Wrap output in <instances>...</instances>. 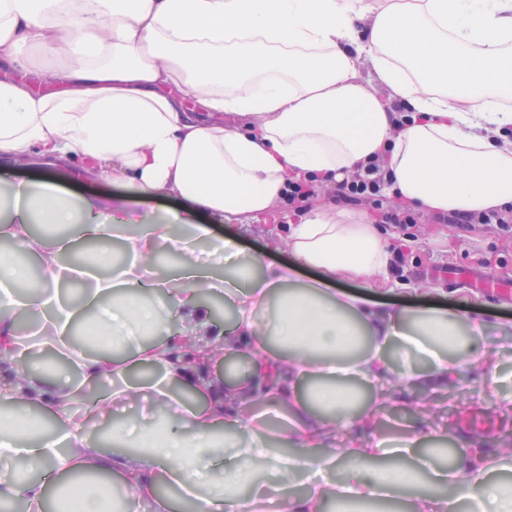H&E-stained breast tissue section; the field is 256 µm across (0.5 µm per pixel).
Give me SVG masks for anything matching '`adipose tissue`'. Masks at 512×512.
I'll list each match as a JSON object with an SVG mask.
<instances>
[{
  "mask_svg": "<svg viewBox=\"0 0 512 512\" xmlns=\"http://www.w3.org/2000/svg\"><path fill=\"white\" fill-rule=\"evenodd\" d=\"M364 59L389 101L363 83ZM15 69L55 93L31 91ZM510 101L512 0H0V163L64 164L190 204L155 219L120 197H70L50 176L0 190V240L13 245L0 251V344L16 343L27 313L38 351L68 366L24 377L0 358V508L58 512L74 491L78 512H106L115 480L119 512L145 501L154 512H512V464L462 447L441 457L450 430L430 407L397 448L378 435L376 411L402 391L453 385L467 369L494 385L499 362L475 308L411 312L366 296L391 285L377 224L333 204L299 211L283 226L289 263L214 241L228 276L193 247L212 241V223L287 206L289 181L333 183L379 153L388 193L423 212L512 206ZM395 104L413 116L405 126ZM115 236L126 261L99 273L93 245ZM80 242L95 275L75 306L59 286ZM163 248L181 261L161 281L151 269ZM21 251L44 279L29 293ZM306 268L316 277L301 280ZM345 279L364 292L339 290ZM205 292L231 307L230 326H215ZM177 313L205 333L200 347L168 332ZM87 325L108 343L92 356L72 345ZM227 356L233 381L207 377ZM78 401L118 419L92 434L70 412ZM162 478L173 495H158Z\"/></svg>",
  "mask_w": 512,
  "mask_h": 512,
  "instance_id": "1",
  "label": "adipose tissue"
}]
</instances>
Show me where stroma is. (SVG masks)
<instances>
[{
	"label": "stroma",
	"mask_w": 512,
	"mask_h": 512,
	"mask_svg": "<svg viewBox=\"0 0 512 512\" xmlns=\"http://www.w3.org/2000/svg\"><path fill=\"white\" fill-rule=\"evenodd\" d=\"M57 183L74 196L89 192L103 197L127 195L129 204L139 212L161 214L186 208V200L167 196H139L128 193L126 187L109 181L89 182L78 179L67 168L54 172ZM216 234L232 232L228 225H215ZM390 247L402 249L406 256L403 270H390L391 281L400 285L399 292L390 294L375 288L373 299L398 307L409 305L446 306L479 305L490 329L489 341L500 354L498 391L484 387L480 375L465 372L451 388L437 389L428 399L439 423L454 419L462 407L473 413L463 423V431L482 437V450L501 451L496 438L512 429V415L502 416L484 411L483 406L493 394H512V228L498 224H482L466 230L457 224H442L432 215H420L417 223L397 227L385 225ZM236 232L246 253L264 255L269 261H288L287 247H274L271 225L258 223Z\"/></svg>",
	"instance_id": "obj_1"
}]
</instances>
